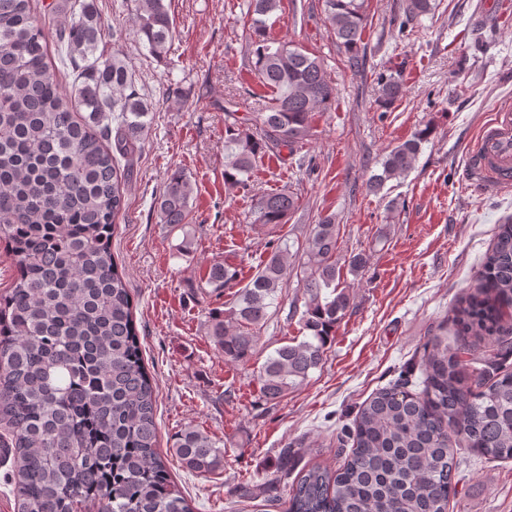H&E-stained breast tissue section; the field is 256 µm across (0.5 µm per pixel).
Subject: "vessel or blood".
<instances>
[{"instance_id":"1","label":"vessel or blood","mask_w":512,"mask_h":512,"mask_svg":"<svg viewBox=\"0 0 512 512\" xmlns=\"http://www.w3.org/2000/svg\"><path fill=\"white\" fill-rule=\"evenodd\" d=\"M473 179L490 191L512 188V105L497 106L468 154Z\"/></svg>"}]
</instances>
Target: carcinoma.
Returning a JSON list of instances; mask_svg holds the SVG:
<instances>
[{"label": "carcinoma", "instance_id": "carcinoma-1", "mask_svg": "<svg viewBox=\"0 0 512 512\" xmlns=\"http://www.w3.org/2000/svg\"><path fill=\"white\" fill-rule=\"evenodd\" d=\"M134 29L148 51L170 50L174 23L164 0H134ZM324 13L357 65L368 16L365 0H324ZM281 0H249L243 29L258 82L273 92L259 112L225 124L224 186L247 193L259 159L289 151L313 136L312 113L335 98L321 61L272 37L268 16ZM405 17L435 10V0H405ZM63 15L55 37L61 64L78 71L74 93L63 91L48 58L46 16ZM95 0H52L44 15L34 0H0V241L14 266L0 298V447L11 449L20 512H193L171 482L157 451V386L145 368L133 298L112 254L113 220L124 206L130 158L143 144L147 107L119 49L107 51ZM404 93L400 79H380V100ZM425 127L387 151L369 178L377 192L407 175L429 142ZM192 185L182 171L156 197L159 223L191 220ZM292 193L257 194L254 224H284L297 208ZM339 225L327 215L312 225L299 261L272 250L231 306L212 320L209 336L224 360L255 353L268 309L290 277L298 279L308 332L274 350L257 371L264 400L276 402L304 385L323 361L327 338L350 307L342 282ZM238 269L215 262L206 283L237 284ZM512 223L501 224L473 291L455 308L460 334L484 343L467 360L448 350V328L425 348L422 389L396 384L373 393L354 420L353 451L339 470L314 466L289 492L288 512H448L458 460L455 437L491 459H512V372L485 381L508 344L512 324ZM478 379L476 388L465 376ZM180 466L207 476L224 469V448L195 426L170 448Z\"/></svg>", "mask_w": 512, "mask_h": 512}]
</instances>
